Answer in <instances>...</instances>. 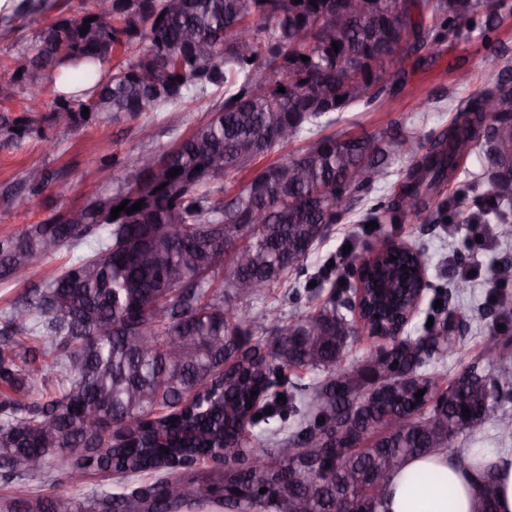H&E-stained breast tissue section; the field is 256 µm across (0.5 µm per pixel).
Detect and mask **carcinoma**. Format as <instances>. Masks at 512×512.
I'll return each instance as SVG.
<instances>
[{
    "label": "carcinoma",
    "instance_id": "carcinoma-1",
    "mask_svg": "<svg viewBox=\"0 0 512 512\" xmlns=\"http://www.w3.org/2000/svg\"><path fill=\"white\" fill-rule=\"evenodd\" d=\"M105 2L58 14L0 75V103L20 88L29 99L18 114L0 111V146L174 110L213 88L224 101L170 151L128 165L79 223L57 211L0 237L1 284L68 256L0 312V483L53 484L54 467L72 486L115 481L85 497L0 500V512H383L407 461L487 421L512 363L470 365L441 385L429 365L459 353L470 314L451 307L439 331L391 334L420 305L427 259L387 236L362 257L356 285H343L353 297L333 294L296 318L264 299L303 271L358 193L392 176L401 191L359 222L421 213L474 153L473 183L488 189L468 220L512 224V71L458 104L436 136L396 124L320 135L387 92L393 56L492 30L500 0H367L349 12L338 0ZM52 7L19 0L11 15ZM119 49L133 58L112 63ZM46 81L74 90L45 115ZM295 142L305 146L294 156L250 172ZM402 154L411 163L396 169ZM221 180L240 188L220 190ZM49 183L41 168L24 174L30 196ZM125 200L141 210L111 218ZM363 334L381 341L367 388L345 353ZM43 344L54 381L36 366ZM293 368L315 378L295 382ZM463 463L484 472L479 512H498L490 464L474 451Z\"/></svg>",
    "mask_w": 512,
    "mask_h": 512
}]
</instances>
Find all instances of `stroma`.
Masks as SVG:
<instances>
[{
    "label": "stroma",
    "mask_w": 512,
    "mask_h": 512,
    "mask_svg": "<svg viewBox=\"0 0 512 512\" xmlns=\"http://www.w3.org/2000/svg\"><path fill=\"white\" fill-rule=\"evenodd\" d=\"M502 3L503 21L491 33L488 43H481L476 37L466 42L447 40L433 55L423 51L403 58L392 57L386 72L404 73L403 85L380 102L346 112L340 123L327 127V134L378 133L393 120L430 133L444 130L456 104L476 97L503 68L512 67V0ZM88 4L89 0H56L55 10L35 12L9 24L0 21V73L18 53L35 42L56 13H74ZM427 98L435 99L436 109L424 113L419 103ZM222 99V93L217 91L152 117L153 136L148 140L139 133V121L127 119L75 132L55 129L49 140L29 141L17 149L0 148V237L16 234L27 225L44 220L54 210L78 206L93 193L102 191L104 184L98 172L101 163H109L112 176L118 178L124 166L135 158L161 156L179 139L188 136L206 111ZM32 166L53 174L56 187L31 197L27 210L20 212L11 206L7 194L18 187L25 170ZM465 167L467 176L444 188L434 200L430 218L397 216L368 228L357 223L355 215H343L335 224L332 236L310 255L300 276L301 283L312 285V293L301 294L297 301L288 303L283 289L276 288L271 292V301L289 314L325 301L332 294V282L343 272L340 261L343 253L361 257L378 236H391L423 248L428 258L431 288L416 325L430 319L441 321L443 314L435 302L442 290L448 289L462 274L470 276L472 289L463 304L471 309L476 320L470 333L462 339L460 355L440 365L443 381H450L473 362L485 361L483 342L490 335L505 343V353L512 359V278L505 287L493 285L494 268L512 262V237L503 234L500 225L492 224L488 227L491 238L487 245L476 243L475 231L466 218L474 209L471 176L479 172L480 165L472 156ZM485 310L490 313L486 319L481 316ZM503 417H512V390L500 393L493 418L466 440V447L511 453L512 440L501 441L496 431Z\"/></svg>",
    "instance_id": "obj_1"
}]
</instances>
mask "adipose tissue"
Listing matches in <instances>:
<instances>
[{
  "label": "adipose tissue",
  "instance_id": "1",
  "mask_svg": "<svg viewBox=\"0 0 512 512\" xmlns=\"http://www.w3.org/2000/svg\"><path fill=\"white\" fill-rule=\"evenodd\" d=\"M432 476L433 486L414 491L410 478ZM480 475L445 453L409 460L385 491L384 512H478L475 488Z\"/></svg>",
  "mask_w": 512,
  "mask_h": 512
}]
</instances>
